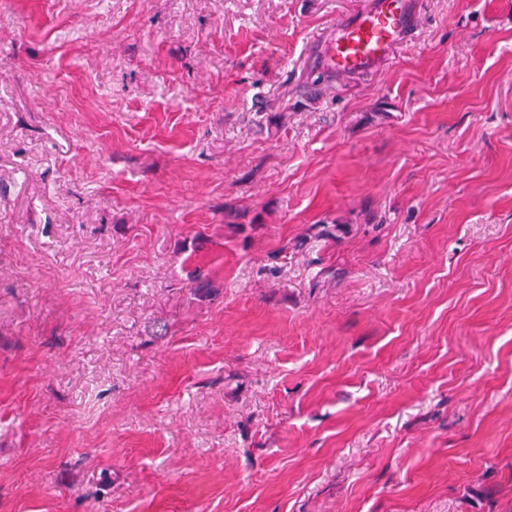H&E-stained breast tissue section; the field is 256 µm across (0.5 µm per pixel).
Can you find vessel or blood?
I'll return each mask as SVG.
<instances>
[{
    "label": "vessel or blood",
    "mask_w": 512,
    "mask_h": 512,
    "mask_svg": "<svg viewBox=\"0 0 512 512\" xmlns=\"http://www.w3.org/2000/svg\"><path fill=\"white\" fill-rule=\"evenodd\" d=\"M416 0H372L336 26L334 39L324 43L326 66L341 72L371 69L389 57L411 33Z\"/></svg>",
    "instance_id": "obj_1"
}]
</instances>
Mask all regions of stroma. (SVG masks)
Returning <instances> with one entry per match:
<instances>
[{
    "label": "stroma",
    "mask_w": 512,
    "mask_h": 512,
    "mask_svg": "<svg viewBox=\"0 0 512 512\" xmlns=\"http://www.w3.org/2000/svg\"><path fill=\"white\" fill-rule=\"evenodd\" d=\"M367 2L0 0V512H512V0ZM415 0H373L336 25L324 43L325 65L341 72L369 70L389 57L414 26Z\"/></svg>",
    "instance_id": "1"
}]
</instances>
